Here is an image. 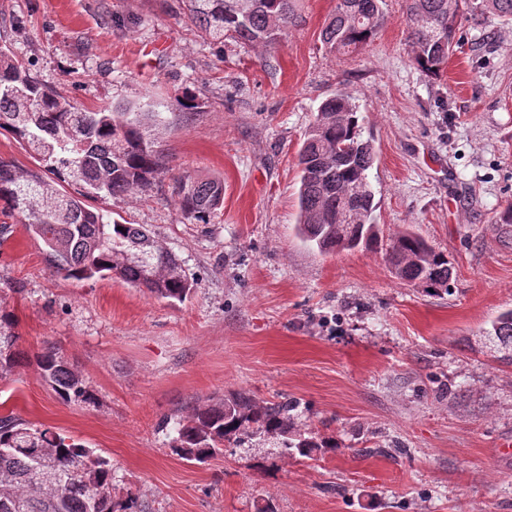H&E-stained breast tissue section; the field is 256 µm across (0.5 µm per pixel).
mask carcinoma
<instances>
[{"instance_id":"obj_1","label":"carcinoma","mask_w":512,"mask_h":512,"mask_svg":"<svg viewBox=\"0 0 512 512\" xmlns=\"http://www.w3.org/2000/svg\"><path fill=\"white\" fill-rule=\"evenodd\" d=\"M296 0H185L190 18L214 40L273 44L295 24ZM382 0H337L321 41L326 52L363 50L385 22ZM408 42L418 70L436 77L461 43L457 16L493 17L512 27V0H407ZM160 115L156 105L118 102L89 110L37 82L25 63L0 46V130L15 135L37 159L35 170H17L0 159V205L24 217L42 242L56 274L69 279L116 277L151 296L184 301L194 289L182 261L158 245L141 225H120L85 205L91 198L131 196L169 170L161 150L143 133ZM300 168L297 233L322 254L372 249L379 242L370 172L376 162L363 137L356 105L338 91L319 107L297 155ZM74 188L69 193L60 188ZM224 201L215 178L182 175L175 202L197 224H209ZM390 272L425 291L448 292L453 266L413 225L405 224L386 248ZM482 336L512 364V309L500 313ZM15 320L0 307V372L24 365L16 348ZM36 364L66 403L93 404L95 391L59 350L48 348ZM298 403L257 399L248 390L194 406L174 418L172 451L203 464L224 441L243 444L265 435L278 454L309 458L332 439L296 422ZM112 464L95 450L46 427L11 415L0 417V512H128L133 504L112 497Z\"/></svg>"}]
</instances>
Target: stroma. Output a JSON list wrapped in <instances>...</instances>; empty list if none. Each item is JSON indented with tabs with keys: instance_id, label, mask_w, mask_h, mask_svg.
Segmentation results:
<instances>
[{
	"instance_id": "obj_1",
	"label": "stroma",
	"mask_w": 512,
	"mask_h": 512,
	"mask_svg": "<svg viewBox=\"0 0 512 512\" xmlns=\"http://www.w3.org/2000/svg\"><path fill=\"white\" fill-rule=\"evenodd\" d=\"M336 0H297L273 45L215 42L181 0H0V46L78 105L196 104L149 130L170 166L135 198L91 209L141 224L196 287L181 303L118 278L54 274L17 215L0 244V302L18 347H53L88 379L62 402L36 365L0 376V417L54 427L112 462L133 512H512V365L479 333L512 308V30L458 19L469 37L439 77L411 62L405 0L360 52L320 39ZM345 92L377 160L383 238L412 224L454 264L437 296L394 278L384 250L321 254L296 235L294 156L321 103ZM224 183L212 223L174 203V177ZM246 389L299 404L336 440L302 460L272 445L199 465L173 454L167 417ZM382 453H374L375 445Z\"/></svg>"
}]
</instances>
